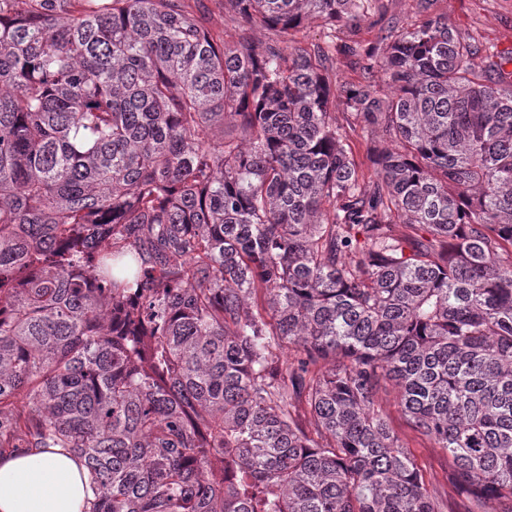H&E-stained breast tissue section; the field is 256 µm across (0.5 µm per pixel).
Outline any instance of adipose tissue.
<instances>
[{
    "label": "adipose tissue",
    "instance_id": "1",
    "mask_svg": "<svg viewBox=\"0 0 512 512\" xmlns=\"http://www.w3.org/2000/svg\"><path fill=\"white\" fill-rule=\"evenodd\" d=\"M85 468L67 449L0 457V512H81Z\"/></svg>",
    "mask_w": 512,
    "mask_h": 512
}]
</instances>
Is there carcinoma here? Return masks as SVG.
I'll return each instance as SVG.
<instances>
[{
	"label": "carcinoma",
	"instance_id": "1",
	"mask_svg": "<svg viewBox=\"0 0 512 512\" xmlns=\"http://www.w3.org/2000/svg\"><path fill=\"white\" fill-rule=\"evenodd\" d=\"M384 41L390 90L337 95L186 0H0V455L68 449L83 512H512V56L442 15ZM358 131L402 144L368 182ZM379 404L389 416L394 428L401 433L405 446L423 469L430 487L439 491L448 489V458L439 448H434L425 437L404 430L397 390L389 386L382 391L379 394Z\"/></svg>",
	"mask_w": 512,
	"mask_h": 512
}]
</instances>
